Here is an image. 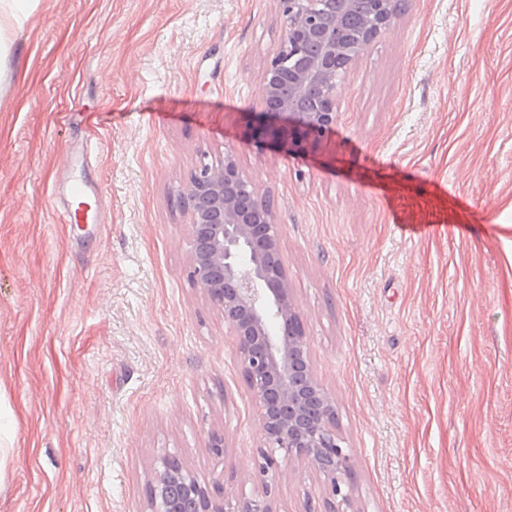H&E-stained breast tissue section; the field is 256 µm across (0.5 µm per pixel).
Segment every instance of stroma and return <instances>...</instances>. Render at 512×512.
Listing matches in <instances>:
<instances>
[{
    "mask_svg": "<svg viewBox=\"0 0 512 512\" xmlns=\"http://www.w3.org/2000/svg\"><path fill=\"white\" fill-rule=\"evenodd\" d=\"M277 0H40L0 95V512H145L168 454L252 494L261 428L178 194L232 152L280 226L347 512H512V0H407L305 154L246 139ZM103 221L61 219L60 155ZM223 432V457L208 434ZM276 512H322L284 465Z\"/></svg>",
    "mask_w": 512,
    "mask_h": 512,
    "instance_id": "35a3bbf8",
    "label": "stroma"
}]
</instances>
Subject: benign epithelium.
I'll list each match as a JSON object with an SVG mask.
<instances>
[{"instance_id": "7a95c632", "label": "benign epithelium", "mask_w": 512, "mask_h": 512, "mask_svg": "<svg viewBox=\"0 0 512 512\" xmlns=\"http://www.w3.org/2000/svg\"><path fill=\"white\" fill-rule=\"evenodd\" d=\"M285 18L279 47L261 78L263 111L247 124L260 145L288 152L315 145L335 121L336 67L346 68L396 17L397 0H370L377 28L350 45L345 22L354 0H278ZM254 182L227 153L204 164L180 198L189 217L188 277L224 316L237 345L241 374L257 411L262 444L255 468L262 491L246 496L224 481L200 478L173 456L146 487L147 512H274L273 485L282 459L303 462L328 484V512L343 492L351 459L325 413L330 398L318 384L303 323L279 255V224L266 208L255 214L249 199ZM249 251L253 261L240 257ZM277 322L282 331L274 332Z\"/></svg>"}]
</instances>
